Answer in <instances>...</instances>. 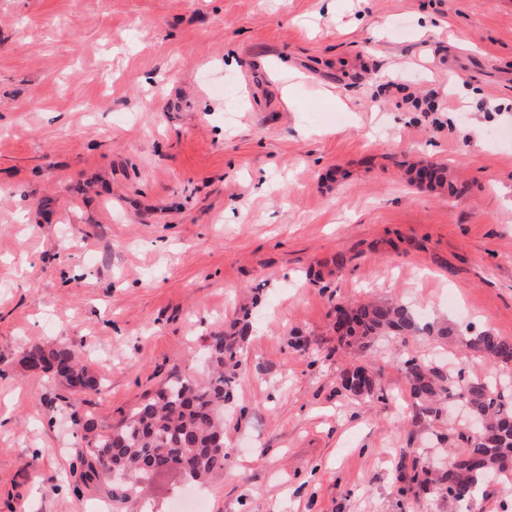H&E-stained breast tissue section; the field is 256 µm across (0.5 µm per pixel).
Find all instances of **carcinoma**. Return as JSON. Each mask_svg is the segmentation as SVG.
<instances>
[{"instance_id": "cac0c4a2", "label": "carcinoma", "mask_w": 512, "mask_h": 512, "mask_svg": "<svg viewBox=\"0 0 512 512\" xmlns=\"http://www.w3.org/2000/svg\"><path fill=\"white\" fill-rule=\"evenodd\" d=\"M414 180L421 183H448L450 195L458 196L465 187L448 181L447 169L426 164L416 170ZM335 329H344L339 341L364 351L382 336H406L426 332L448 342H459L485 359L512 367V338L492 331L462 330L453 322L438 321L421 326L419 317L408 304L393 299L358 301L336 306ZM249 333L247 315L233 323L228 331L208 336L206 353L210 367L204 377L188 374L165 381L144 397L116 426L97 424L91 419H75L82 426L83 449L78 453L88 479L120 478L113 491L125 496V483L155 471L177 467L186 462L194 481L207 480L224 472V404L231 399L234 380L245 367L242 343ZM80 349L60 345L33 344L23 352L28 369L55 376L70 389L81 393L98 391L101 380L80 361ZM402 370L415 400L417 416L437 414L443 401L458 397L470 414L485 426L478 438L457 432L464 448L433 479L436 490L449 499L468 504L476 500L485 477L493 472L502 483L512 482V399L495 377H459L450 383L443 371L429 362L407 359ZM343 388L354 395L375 393L374 371L369 365L346 370ZM427 470L412 461L401 468L400 479L410 485L428 482Z\"/></svg>"}]
</instances>
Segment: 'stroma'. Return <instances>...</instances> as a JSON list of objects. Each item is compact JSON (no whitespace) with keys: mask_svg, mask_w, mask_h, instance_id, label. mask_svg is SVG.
<instances>
[{"mask_svg":"<svg viewBox=\"0 0 512 512\" xmlns=\"http://www.w3.org/2000/svg\"><path fill=\"white\" fill-rule=\"evenodd\" d=\"M0 0V512H173L174 469L114 500L71 412L118 423L254 300L206 512H461L455 406L400 364L493 363L426 334L340 347L336 303L400 298L512 337V0ZM447 164L465 192L409 181ZM347 262L336 267V254ZM70 341L78 409L28 370ZM372 366L378 393L340 372ZM80 349L63 343L60 345L33 344L23 352V360L28 369L43 373H51L68 390L79 386L81 394L72 393L71 402H66L76 409L79 398L88 391H99L101 380L80 361Z\"/></svg>","mask_w":512,"mask_h":512,"instance_id":"obj_1","label":"stroma"}]
</instances>
